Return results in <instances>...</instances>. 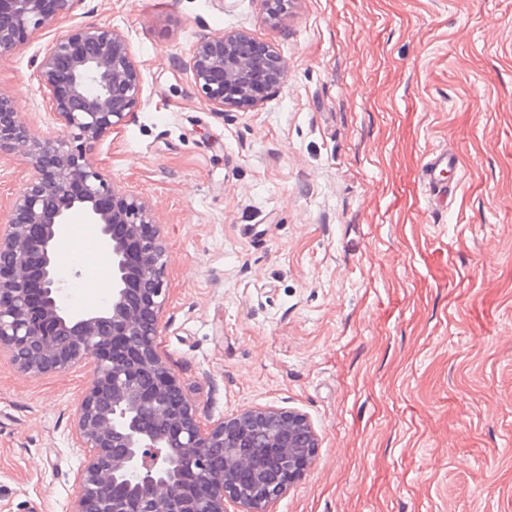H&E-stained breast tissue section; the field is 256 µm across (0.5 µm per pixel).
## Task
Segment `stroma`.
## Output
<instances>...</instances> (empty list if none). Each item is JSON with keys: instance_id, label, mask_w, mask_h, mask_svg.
Instances as JSON below:
<instances>
[{"instance_id": "35a3bbf8", "label": "stroma", "mask_w": 512, "mask_h": 512, "mask_svg": "<svg viewBox=\"0 0 512 512\" xmlns=\"http://www.w3.org/2000/svg\"><path fill=\"white\" fill-rule=\"evenodd\" d=\"M96 24L142 81L93 155L161 227V355L202 422L275 407L318 436L270 512H512V0H76L0 57L33 134L57 128L36 59ZM236 31L286 83L221 113L190 49ZM446 145L442 211L421 174ZM32 173L0 152L1 214ZM90 382L0 352V512H69ZM423 182L428 201L436 208L447 207L459 187V156L451 149L432 154L425 163Z\"/></svg>"}]
</instances>
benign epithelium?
Wrapping results in <instances>:
<instances>
[{
  "instance_id": "1",
  "label": "benign epithelium",
  "mask_w": 512,
  "mask_h": 512,
  "mask_svg": "<svg viewBox=\"0 0 512 512\" xmlns=\"http://www.w3.org/2000/svg\"><path fill=\"white\" fill-rule=\"evenodd\" d=\"M74 0H0V57L49 27ZM243 33L201 37L191 49L195 86L218 110L250 109L285 83L273 47L259 60ZM58 130L26 129L0 93V151L34 172L0 218V349L22 372L92 367L74 439L84 449L70 512H268L304 476L318 437L303 414L251 409L203 426L180 380L157 351L166 300V247L150 204L114 188L93 145L140 102L142 85L126 36L83 26L58 37L36 62ZM80 211L105 256L108 298L68 307L55 262L61 229ZM199 488L189 493L184 475Z\"/></svg>"
}]
</instances>
